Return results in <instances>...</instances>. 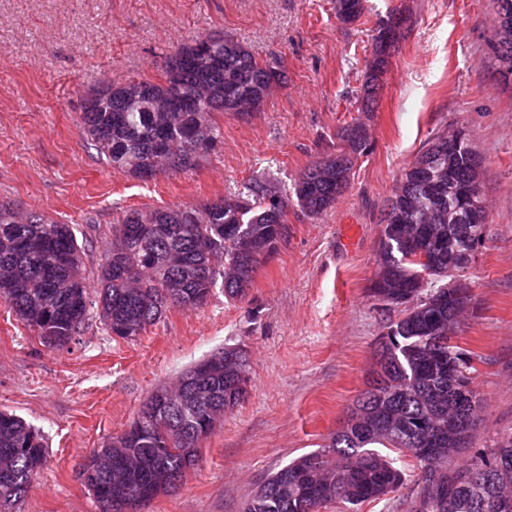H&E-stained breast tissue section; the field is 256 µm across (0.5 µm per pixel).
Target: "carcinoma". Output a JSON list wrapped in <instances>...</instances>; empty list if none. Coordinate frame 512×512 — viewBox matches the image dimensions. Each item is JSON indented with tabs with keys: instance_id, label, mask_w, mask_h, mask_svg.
<instances>
[{
	"instance_id": "obj_1",
	"label": "carcinoma",
	"mask_w": 512,
	"mask_h": 512,
	"mask_svg": "<svg viewBox=\"0 0 512 512\" xmlns=\"http://www.w3.org/2000/svg\"><path fill=\"white\" fill-rule=\"evenodd\" d=\"M366 2L336 0V18L345 24L359 20ZM499 3L509 22L495 23L488 42H497L512 63V0H488L496 18ZM406 21L394 12L379 21L358 97L365 111L377 106ZM282 79L276 63L259 61L238 42L196 37L166 56L158 81L132 79L90 89L83 97L81 135L108 165L137 178L154 167L162 173L191 171L221 143L220 117L259 111L272 84ZM455 137L436 133L404 169L401 193L385 205L391 218L370 291L390 308L404 306L402 317L388 323L395 341L376 354L391 365L385 385L369 384L354 405L362 416H349L328 444L268 476L244 512H328L337 504L357 512L403 486L397 465L402 456L416 461L423 483L429 474L448 471V458L459 451L447 430L448 365L459 360L468 381L477 371L451 344L448 329V209L456 201L448 194V178L461 188L484 168L470 139L457 144ZM340 138V151L307 165L294 183L297 206L312 217L333 208L350 185L352 159L371 146L358 120ZM223 199L221 210L207 202L125 212L112 226L95 301L85 283L84 250L70 225L0 201V300L49 347H63L80 335L92 309L107 330L121 324L137 338L176 302L204 305L218 285L225 297L243 301L261 261L287 233L288 193L276 179L261 177ZM232 356L247 360L242 348H224V362L210 365L206 385L176 384L165 415L134 419L102 448L104 463L84 481L99 512H122L129 496L146 506L197 464L198 431L212 433L247 393ZM499 451L497 443L457 470L464 482L451 508L435 498L424 512H512V461L489 484L465 482ZM45 452L38 430L0 411V512H15L26 498Z\"/></svg>"
}]
</instances>
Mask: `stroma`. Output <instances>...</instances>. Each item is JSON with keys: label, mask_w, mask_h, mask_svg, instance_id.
<instances>
[{"label": "stroma", "mask_w": 512, "mask_h": 512, "mask_svg": "<svg viewBox=\"0 0 512 512\" xmlns=\"http://www.w3.org/2000/svg\"><path fill=\"white\" fill-rule=\"evenodd\" d=\"M411 21L390 59L372 145L321 217L288 208V230L247 299L214 288L201 307L170 308L133 341L98 320L65 347L44 346L0 301V411L40 430L47 450L19 512H97L82 461L132 423L142 401L227 346L248 357V392L199 443V462L146 512H242L271 472L329 443L372 376L399 310L369 287L380 265L381 211L402 171L438 131L464 129L485 159L490 223L464 271L475 304L457 329L483 400L461 466L512 434V95L488 56L487 0H369L340 23L332 0H0V201L73 225L86 284L130 209L199 205L252 177L292 188L335 154L356 112L379 18ZM248 46L285 75L248 120L225 117L221 145L198 168L143 181L111 169L80 136L81 96L100 83L158 79L166 55L196 36Z\"/></svg>", "instance_id": "1"}]
</instances>
